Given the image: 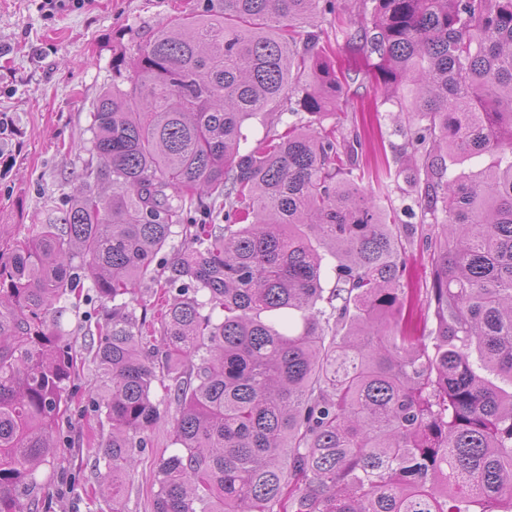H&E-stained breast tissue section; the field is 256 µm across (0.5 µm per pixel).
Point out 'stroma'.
<instances>
[{"label": "stroma", "instance_id": "35a3bbf8", "mask_svg": "<svg viewBox=\"0 0 512 512\" xmlns=\"http://www.w3.org/2000/svg\"><path fill=\"white\" fill-rule=\"evenodd\" d=\"M188 2L81 0L49 16L41 0H0V113H9L17 129L16 135H0V153L7 159L0 167V241L28 235L36 214L58 198L61 185L79 184L94 105L112 80L113 51H134L137 41ZM371 9V0H347L341 16H327L321 25L327 54L352 77L347 99L321 121L347 140H358L355 159L365 173L366 192L377 193L380 183H387L385 206L413 269L410 285L425 289L432 279L429 246L441 227L407 210L414 198L402 156L408 119L387 101L365 52L343 34ZM93 382V364L79 363L69 385L71 420L61 425L54 454L39 471L41 485L34 492L39 512H100L91 494L96 478L88 436L102 438L109 429L87 404ZM173 414L172 407H162L148 447L136 452V466L122 486L126 512H152L156 470L175 450Z\"/></svg>", "mask_w": 512, "mask_h": 512}]
</instances>
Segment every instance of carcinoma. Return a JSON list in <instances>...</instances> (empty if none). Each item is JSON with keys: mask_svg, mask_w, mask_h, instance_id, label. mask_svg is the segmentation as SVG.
Masks as SVG:
<instances>
[{"mask_svg": "<svg viewBox=\"0 0 512 512\" xmlns=\"http://www.w3.org/2000/svg\"><path fill=\"white\" fill-rule=\"evenodd\" d=\"M372 2L345 34L398 107L412 86L414 203L442 224L436 325L403 285L387 192L357 184L336 127L241 148L284 101L338 106L318 28L335 0H197L112 55L82 184L0 250V512H34L78 359L63 313L92 298L112 303L84 330L112 512L157 383L177 451L153 512H512V389L482 375L512 386V0Z\"/></svg>", "mask_w": 512, "mask_h": 512, "instance_id": "1", "label": "carcinoma"}]
</instances>
